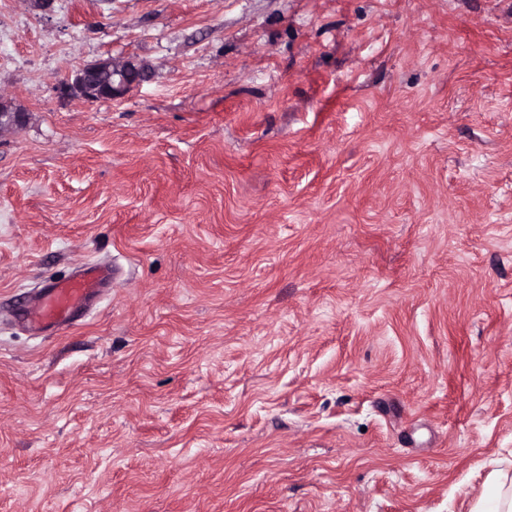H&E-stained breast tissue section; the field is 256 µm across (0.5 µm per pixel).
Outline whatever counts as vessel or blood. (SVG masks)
Instances as JSON below:
<instances>
[{"label": "vessel or blood", "instance_id": "b4317fda", "mask_svg": "<svg viewBox=\"0 0 512 512\" xmlns=\"http://www.w3.org/2000/svg\"><path fill=\"white\" fill-rule=\"evenodd\" d=\"M112 275L111 266L95 264L68 279L52 282L27 300L19 318L37 329L63 327L80 308L97 298Z\"/></svg>", "mask_w": 512, "mask_h": 512}]
</instances>
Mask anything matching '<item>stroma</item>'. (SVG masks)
I'll return each mask as SVG.
<instances>
[{
	"instance_id": "35a3bbf8",
	"label": "stroma",
	"mask_w": 512,
	"mask_h": 512,
	"mask_svg": "<svg viewBox=\"0 0 512 512\" xmlns=\"http://www.w3.org/2000/svg\"><path fill=\"white\" fill-rule=\"evenodd\" d=\"M149 78L62 95L101 58ZM0 512H472L512 471V0H0ZM116 278L75 327L14 309ZM24 121L25 112L13 103L4 101L0 95V134L22 126ZM112 275V266L95 264L68 279L53 281L32 295L18 316L36 329L61 328L97 298L103 285L112 281Z\"/></svg>"
}]
</instances>
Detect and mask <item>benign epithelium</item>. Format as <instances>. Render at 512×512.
Returning <instances> with one entry per match:
<instances>
[{"mask_svg":"<svg viewBox=\"0 0 512 512\" xmlns=\"http://www.w3.org/2000/svg\"><path fill=\"white\" fill-rule=\"evenodd\" d=\"M147 77L148 72L141 64H117L106 58L79 68L73 77L62 82V89L67 95L87 101H112L142 85ZM24 121L25 112L20 107L0 98V134L22 126Z\"/></svg>","mask_w":512,"mask_h":512,"instance_id":"obj_1","label":"benign epithelium"}]
</instances>
